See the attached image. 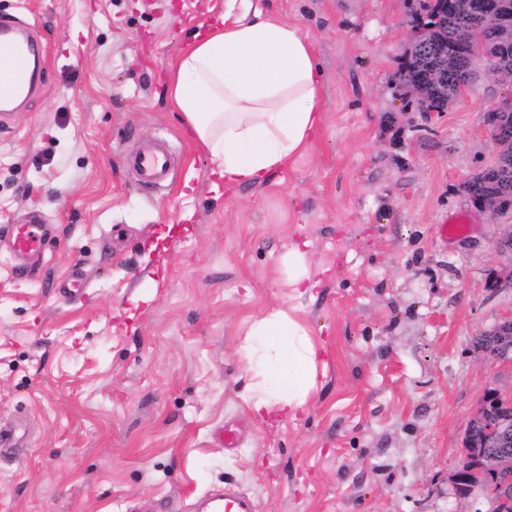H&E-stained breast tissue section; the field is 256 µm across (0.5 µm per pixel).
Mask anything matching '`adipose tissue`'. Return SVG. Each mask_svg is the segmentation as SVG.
<instances>
[{
	"mask_svg": "<svg viewBox=\"0 0 512 512\" xmlns=\"http://www.w3.org/2000/svg\"><path fill=\"white\" fill-rule=\"evenodd\" d=\"M321 84V65L299 26L254 0H224L221 24L194 34L167 93L230 186L261 183L307 149L321 121ZM324 351L294 308L255 319L237 347L252 378L251 412L268 422L296 419L316 389Z\"/></svg>",
	"mask_w": 512,
	"mask_h": 512,
	"instance_id": "adipose-tissue-1",
	"label": "adipose tissue"
}]
</instances>
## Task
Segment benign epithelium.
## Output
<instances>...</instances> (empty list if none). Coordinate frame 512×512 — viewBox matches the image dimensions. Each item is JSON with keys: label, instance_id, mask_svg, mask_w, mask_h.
I'll return each instance as SVG.
<instances>
[{"label": "benign epithelium", "instance_id": "benign-epithelium-1", "mask_svg": "<svg viewBox=\"0 0 512 512\" xmlns=\"http://www.w3.org/2000/svg\"><path fill=\"white\" fill-rule=\"evenodd\" d=\"M433 28L422 25L414 26L409 31V40L403 56L409 58L422 45L434 40ZM472 63L484 62V73L495 75L492 58L488 56L487 44L483 34L476 31L471 37ZM488 114L493 120L487 121L493 139L498 147L512 143L502 130L501 120H512V94L495 105ZM491 337L492 346L482 347L480 351L493 363L512 370V316L503 319L492 330L486 332ZM496 389H488L482 396L478 408L467 423L460 459L453 473L451 482L454 487H461V481H467L466 488L484 486L488 495L494 500L495 512H504L512 504V419L495 413L490 403ZM488 435L485 445L495 446L498 451L489 454L482 447L469 439L474 426Z\"/></svg>", "mask_w": 512, "mask_h": 512}]
</instances>
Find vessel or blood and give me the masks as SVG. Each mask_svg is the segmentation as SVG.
<instances>
[{
    "label": "vessel or blood",
    "instance_id": "obj_1",
    "mask_svg": "<svg viewBox=\"0 0 512 512\" xmlns=\"http://www.w3.org/2000/svg\"><path fill=\"white\" fill-rule=\"evenodd\" d=\"M30 42L21 35L15 19L0 17V103H10L23 90L34 87L30 70ZM127 163L139 185L153 188L171 179V156L161 143L146 144L128 154ZM46 235L41 215L30 216L25 223L13 225L9 247L16 259L37 255ZM204 512H254L252 502L233 485L211 493L202 502Z\"/></svg>",
    "mask_w": 512,
    "mask_h": 512
}]
</instances>
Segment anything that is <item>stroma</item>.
Returning <instances> with one entry per match:
<instances>
[{
	"instance_id": "obj_1",
	"label": "stroma",
	"mask_w": 512,
	"mask_h": 512,
	"mask_svg": "<svg viewBox=\"0 0 512 512\" xmlns=\"http://www.w3.org/2000/svg\"><path fill=\"white\" fill-rule=\"evenodd\" d=\"M419 5L260 0L311 40L323 122L266 182L227 189L165 93L224 0H0L44 54L41 90L0 117V237L33 210L52 226L24 277L0 248V512H194L228 480L256 512H492L449 476L486 389L512 396L473 343L512 315V216L463 191L512 80L419 111L397 77ZM156 140L176 169L151 191L125 156ZM305 239L317 286L299 299L283 257ZM288 306L327 353L304 411L271 425L237 346Z\"/></svg>"
}]
</instances>
